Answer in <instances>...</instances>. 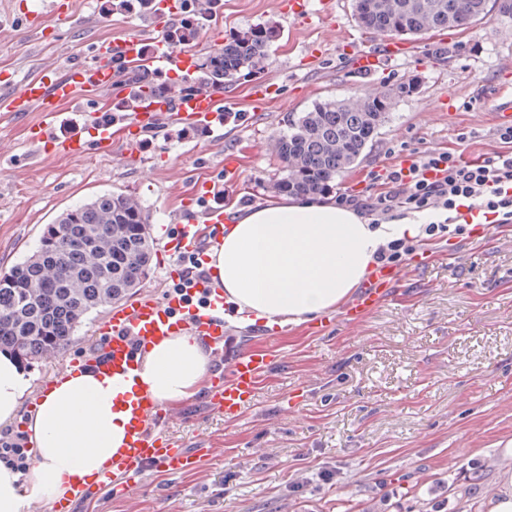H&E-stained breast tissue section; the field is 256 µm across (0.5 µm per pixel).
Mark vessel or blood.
Returning <instances> with one entry per match:
<instances>
[{
	"label": "vessel or blood",
	"instance_id": "obj_1",
	"mask_svg": "<svg viewBox=\"0 0 512 512\" xmlns=\"http://www.w3.org/2000/svg\"><path fill=\"white\" fill-rule=\"evenodd\" d=\"M51 16L59 21L70 19L66 0H40L37 9L29 11L30 20ZM177 16L175 0H159L158 11L150 20L156 49L148 58L149 66L166 71L174 82L161 97L145 96L130 123L131 133L126 141V153L140 152V134L154 127L162 116H170L183 124L210 125L223 131L219 123L217 96H190L182 92L178 80L192 74L196 58L191 50L171 47L163 37L167 24ZM141 35L134 34L96 45L91 64L77 65L66 74H59L57 65L45 66L35 77L21 83L12 78L0 79V112L25 115L38 113L39 118L28 127L29 139L41 149L72 157L87 151V136H94L98 148L112 146V129L100 125L94 113H87L83 128L67 137L55 134L59 109L79 101L80 90L113 88L115 85L112 59L120 55L135 61L139 58ZM404 46L392 38L385 39L378 51L350 50L349 55L362 72L374 71L380 58L401 57ZM224 222L223 206H211L200 212L199 220L188 221L181 227V236L168 244L171 255L194 253L200 248L204 226ZM178 292L169 293L164 300L149 295L112 307L96 329L103 343L101 355L90 358L89 364L112 376L117 382L134 378L140 350L167 336L187 332L200 337L213 355L225 358L224 370L211 375L210 406L225 418H238L250 404L261 381L273 363L270 347L261 345L236 349L224 343V291L212 279L189 275L183 267L169 273ZM403 271L390 268L374 269L363 285L361 295L349 304L343 317L348 324H359L365 316L386 298L391 289L403 279ZM170 416L150 396H139L129 408V438L123 451L113 457L90 483L79 486L76 500H85L96 494L118 490L129 492L147 469L169 474H183L192 470L202 456V449L191 450L175 440L168 432ZM76 500H59L48 512H74Z\"/></svg>",
	"mask_w": 512,
	"mask_h": 512
}]
</instances>
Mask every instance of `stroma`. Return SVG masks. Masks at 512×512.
Masks as SVG:
<instances>
[{"mask_svg": "<svg viewBox=\"0 0 512 512\" xmlns=\"http://www.w3.org/2000/svg\"><path fill=\"white\" fill-rule=\"evenodd\" d=\"M24 4L0 0V71L20 82L48 63H89L93 43L145 22L106 19L92 0H72L69 24L48 16L33 28ZM334 14L335 36L319 21L284 18L275 0H224L198 58L233 32L275 24L281 37L262 78L280 94L259 106L251 82L235 83L220 142L180 137L165 116L142 133L140 156H125L121 122L111 150L48 156L29 143L28 118L0 115V139L10 146L0 155V272L34 250L60 211L104 191L137 199L160 244L177 235L174 215L208 183L223 182L224 208L238 215L272 203L266 185L281 162L270 138L321 98L421 82L337 179L340 189H364L366 174L394 165L405 145H461L468 158L496 148L495 94L512 62V13L495 8L468 30L409 40V56L371 74L354 72L339 45L371 39L352 19L350 0H334ZM485 231L435 245L438 260L358 325H347L339 307L326 311L329 324L318 335L303 323L274 329L232 319L225 330L232 344L263 343L276 354L251 406L230 421L202 391L171 407V435L189 448L206 445L210 455L188 474L146 472L139 490L101 493L76 512H484L505 465L501 450L512 441V231ZM106 314H88L63 353L31 361L32 391L12 431L26 426L60 366L99 352L95 327Z\"/></svg>", "mask_w": 512, "mask_h": 512, "instance_id": "obj_1", "label": "stroma"}]
</instances>
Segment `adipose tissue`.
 Masks as SVG:
<instances>
[{
    "label": "adipose tissue",
    "instance_id": "obj_1",
    "mask_svg": "<svg viewBox=\"0 0 512 512\" xmlns=\"http://www.w3.org/2000/svg\"><path fill=\"white\" fill-rule=\"evenodd\" d=\"M418 233L415 224L372 227L333 201L284 200L230 224L209 268L237 312L298 325L347 299L382 244ZM208 373L206 349L181 332L152 345L127 384L92 368L60 375L29 418L27 476L0 460V512L59 500L87 483L127 441L128 400L146 394L162 405L181 404L204 387ZM31 383L26 366L1 351L0 425L16 418Z\"/></svg>",
    "mask_w": 512,
    "mask_h": 512
}]
</instances>
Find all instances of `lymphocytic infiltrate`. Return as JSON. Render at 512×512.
Instances as JSON below:
<instances>
[{
    "label": "lymphocytic infiltrate",
    "instance_id": "obj_1",
    "mask_svg": "<svg viewBox=\"0 0 512 512\" xmlns=\"http://www.w3.org/2000/svg\"><path fill=\"white\" fill-rule=\"evenodd\" d=\"M224 0L202 6L183 0L180 19L165 38L175 48L193 46L223 11ZM496 151L477 161L455 151L413 150L384 173H373L365 191L344 189L340 204L366 215L372 224L405 218L421 219V233L379 247L376 264L397 267L425 245L466 233L455 218L461 208L478 210L489 223L512 225V126L495 130Z\"/></svg>",
    "mask_w": 512,
    "mask_h": 512
}]
</instances>
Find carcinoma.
<instances>
[{"label":"carcinoma","mask_w":512,"mask_h":512,"mask_svg":"<svg viewBox=\"0 0 512 512\" xmlns=\"http://www.w3.org/2000/svg\"><path fill=\"white\" fill-rule=\"evenodd\" d=\"M489 0H352L357 25L392 38L465 30L488 12ZM280 36L266 23L226 39L201 63L198 80L235 83L260 75ZM414 95L413 80L391 91L326 98L270 139L282 167L273 195L329 191L389 122L395 101ZM153 241L139 202L104 193L63 212L42 230L31 255L0 274V351L24 361L60 354L83 319L116 303L150 270Z\"/></svg>","instance_id":"1"}]
</instances>
